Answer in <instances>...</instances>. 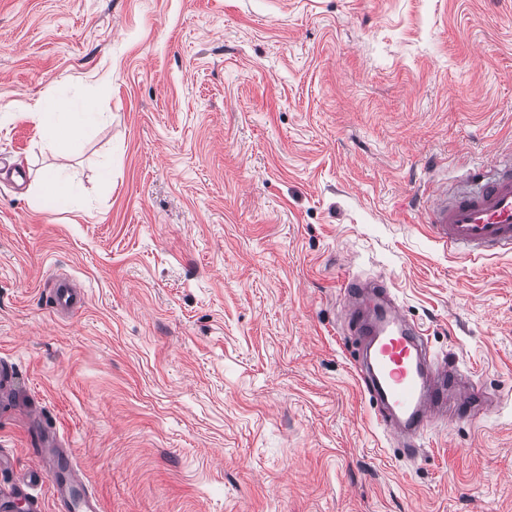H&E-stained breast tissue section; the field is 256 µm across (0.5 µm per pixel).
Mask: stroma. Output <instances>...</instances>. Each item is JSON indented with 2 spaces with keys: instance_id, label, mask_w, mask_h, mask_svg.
<instances>
[{
  "instance_id": "stroma-1",
  "label": "stroma",
  "mask_w": 512,
  "mask_h": 512,
  "mask_svg": "<svg viewBox=\"0 0 512 512\" xmlns=\"http://www.w3.org/2000/svg\"><path fill=\"white\" fill-rule=\"evenodd\" d=\"M46 97L94 114L61 151ZM509 152L512 0H0V503L57 512L20 491L42 425L102 512H512V252L419 206ZM62 153L79 210L34 200ZM352 277L492 402L416 457L356 383ZM50 300L57 314L69 315L83 308L85 294L73 285L70 278L64 277L56 281Z\"/></svg>"
}]
</instances>
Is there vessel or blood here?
Instances as JSON below:
<instances>
[{"mask_svg":"<svg viewBox=\"0 0 512 512\" xmlns=\"http://www.w3.org/2000/svg\"><path fill=\"white\" fill-rule=\"evenodd\" d=\"M426 215L450 247L481 255L511 252L512 160H498L491 175L476 176L473 187L452 191L439 185L426 203ZM341 288L346 314L369 352L367 362L353 366L358 386L387 434H409L405 453L419 452V438L440 412L449 409L457 417L475 413L476 391L458 389L454 367L433 366L424 330L406 318L384 281L353 278ZM50 300L56 313L69 315L83 308L85 294L64 277L56 281ZM47 453L66 469V480L57 489L60 512H99L80 469L56 448Z\"/></svg>","mask_w":512,"mask_h":512,"instance_id":"vessel-or-blood-1","label":"vessel or blood"}]
</instances>
